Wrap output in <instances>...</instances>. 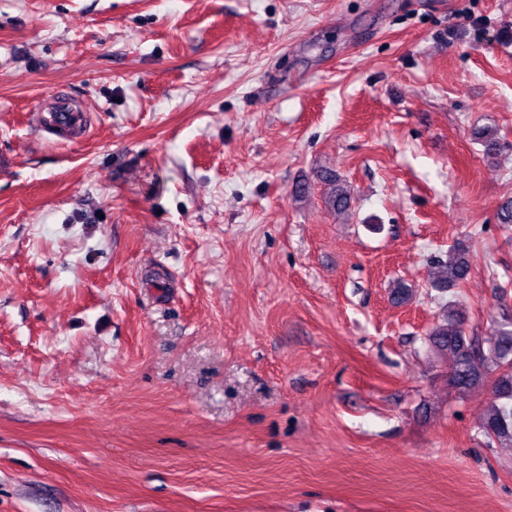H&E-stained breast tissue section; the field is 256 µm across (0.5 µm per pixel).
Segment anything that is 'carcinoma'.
Returning a JSON list of instances; mask_svg holds the SVG:
<instances>
[{
  "instance_id": "1",
  "label": "carcinoma",
  "mask_w": 512,
  "mask_h": 512,
  "mask_svg": "<svg viewBox=\"0 0 512 512\" xmlns=\"http://www.w3.org/2000/svg\"><path fill=\"white\" fill-rule=\"evenodd\" d=\"M484 155L494 159L501 150L491 128L476 132ZM327 185L325 203L336 214L346 212L349 205L347 189L337 183L336 175H322ZM437 276L433 287L448 290L464 282L470 272L466 247L455 242L448 247L446 259L437 260ZM429 343L434 352L452 360L449 385L465 392L487 383L494 402L482 421V432L490 443L512 446V314L502 313L498 327L491 336L467 334L466 314L462 309H442L441 319L432 328Z\"/></svg>"
}]
</instances>
